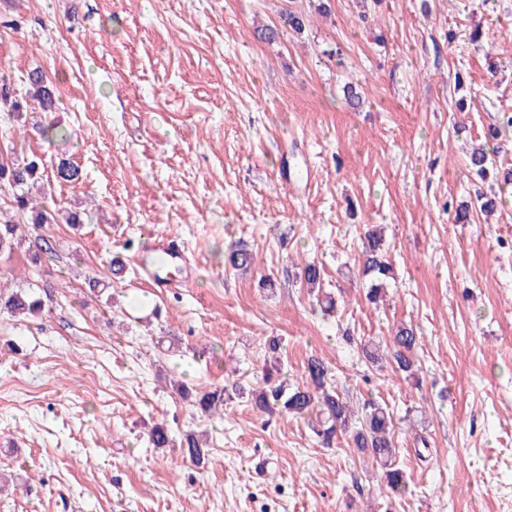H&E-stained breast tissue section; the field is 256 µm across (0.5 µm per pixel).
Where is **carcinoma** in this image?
I'll list each match as a JSON object with an SVG mask.
<instances>
[{
	"instance_id": "obj_1",
	"label": "carcinoma",
	"mask_w": 512,
	"mask_h": 512,
	"mask_svg": "<svg viewBox=\"0 0 512 512\" xmlns=\"http://www.w3.org/2000/svg\"><path fill=\"white\" fill-rule=\"evenodd\" d=\"M28 97L37 103L40 111L52 112L57 108L58 98L52 82L44 72L34 70L28 75ZM471 170L485 177L489 166L495 164L490 152L484 148L471 152L468 159ZM43 160L33 156L21 163L6 166L0 164V181L16 187L20 193L14 197L15 208L31 213L34 224H52L54 217L36 200L29 196L25 187L35 181L40 174ZM56 177L65 182L79 180V170L66 160L56 166ZM17 225L12 216L0 213V252L13 249ZM362 266L363 276L367 279L366 299L378 304L386 294L387 280L391 278V266L387 261L385 239L377 230L365 232ZM255 257L246 244L233 245L224 254V266L236 272H246L254 266ZM303 283L310 291L321 290L324 269L314 261H306L301 266ZM12 316L36 318L44 311L42 300L34 294L15 291L9 294L0 292V312ZM418 347V336L413 328L399 325L395 328L388 347L389 357L397 372L408 377H416L414 351ZM281 369L278 361L265 366L262 372V384L252 390L254 406L265 412L278 409L294 417L315 416L311 422L314 433L321 438L322 444L330 446L341 434L351 439L353 447L363 454L371 456L384 468L386 486L396 495L408 489L406 472L396 464L397 448L394 444L395 419L389 408L377 401H367L361 410L354 411L347 400L330 384V370L326 363L318 358L308 359L304 367L302 384L288 385L280 379ZM181 397L196 407L203 415L213 416L224 407V390H201L177 385ZM149 442L155 448H167L174 443L167 427L155 425L149 433ZM179 447L197 466L205 463L207 448L193 432L183 435Z\"/></svg>"
}]
</instances>
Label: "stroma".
Returning a JSON list of instances; mask_svg holds the SVG:
<instances>
[{"instance_id": "stroma-1", "label": "stroma", "mask_w": 512, "mask_h": 512, "mask_svg": "<svg viewBox=\"0 0 512 512\" xmlns=\"http://www.w3.org/2000/svg\"><path fill=\"white\" fill-rule=\"evenodd\" d=\"M35 69L59 107L0 109V163L41 157L38 202L81 222L33 224L0 184L18 226L0 289L46 303L0 314V512H512V189L454 221L480 185L467 151L512 167V128L483 137L512 112V0H0V86L24 100ZM50 122L71 139L45 140ZM371 226L393 269L376 306ZM161 236L185 245L186 287L138 278ZM237 239L246 275L224 268ZM312 259L334 313L299 277ZM402 323L414 380L361 352ZM274 337L287 383L315 356L353 408L393 409L403 496L346 438L253 408ZM181 382L243 392L206 417ZM159 423L206 437L204 465L150 446Z\"/></svg>"}]
</instances>
